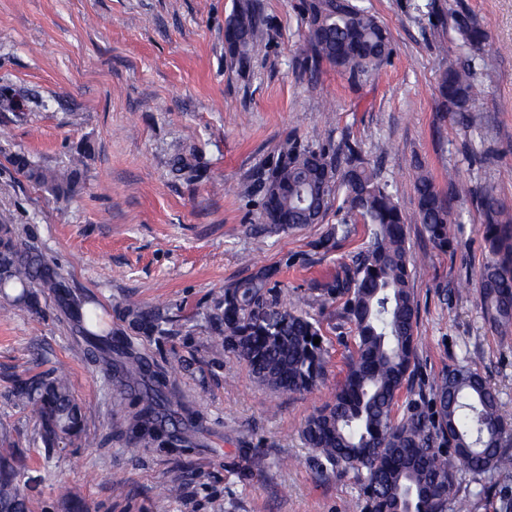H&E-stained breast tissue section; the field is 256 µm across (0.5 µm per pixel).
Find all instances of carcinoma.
Returning <instances> with one entry per match:
<instances>
[{"instance_id": "obj_1", "label": "carcinoma", "mask_w": 512, "mask_h": 512, "mask_svg": "<svg viewBox=\"0 0 512 512\" xmlns=\"http://www.w3.org/2000/svg\"><path fill=\"white\" fill-rule=\"evenodd\" d=\"M306 24L303 59L314 72L328 62L353 75L380 65L391 53L386 29L357 0H304ZM461 45L479 49L487 34L469 12L453 17ZM225 39L231 63L247 68L271 31L258 0H234ZM484 93L476 60L466 55L448 64L440 84L441 106L457 123L476 121L475 103ZM89 148L71 154L67 162L44 168L23 154L11 158L15 170L29 182L57 197L74 195ZM172 173L183 179L204 176L196 149H179L171 160ZM259 196V234L270 236L322 223L331 194L343 192V218L330 225L313 243L325 254L348 236L347 224L361 222L368 230L364 250L336 273L313 283L311 291L323 300L344 299L354 326L355 347L348 371L332 401L311 415L301 431L305 445L317 453L321 473H354L368 512H465L473 499L497 489L500 512H512V423L500 410L496 391L468 366L446 371L433 389L434 412L414 410L395 421L393 409L403 382L411 373L418 342V303L413 281L416 262L407 245L406 219L377 170L364 161L357 143H344L340 152L313 150L292 138L282 139L252 174ZM418 221L433 246L452 242L451 201L462 194L475 196L487 257L477 283L483 319L505 340L512 338V212L493 191L480 193L448 179V191L420 173L413 182ZM279 268L262 266L249 277L219 291L217 312L210 317L213 343L239 357L263 385L285 393L311 390L325 376L320 322L298 309L280 287ZM19 290L14 302L36 308L35 289L46 288L72 315L83 335L95 344L113 345L101 351L108 370L133 386L145 388L146 406L134 416L142 437L157 432L155 406L181 415L190 424L194 414L165 390L167 374L151 373L132 355V344L112 331L88 296L69 289L65 278L38 253L18 245L13 229L0 220V291ZM133 336H162L159 312L130 302ZM13 397L41 421L44 442L78 436L86 414L70 391L67 378L54 375L20 382ZM19 472L13 460L0 458V512H26Z\"/></svg>"}]
</instances>
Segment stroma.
<instances>
[{"instance_id": "35a3bbf8", "label": "stroma", "mask_w": 512, "mask_h": 512, "mask_svg": "<svg viewBox=\"0 0 512 512\" xmlns=\"http://www.w3.org/2000/svg\"><path fill=\"white\" fill-rule=\"evenodd\" d=\"M415 2L359 0L388 29L393 53L353 78L326 62L303 71L302 0H260L275 29L243 75L224 41L233 0H0V90L19 102L0 108V216L94 298L112 327H127V300L158 307L167 334L142 338L141 350L197 418L196 432L164 425L129 458L139 396L87 356L54 300L43 295L37 311L0 314V433L17 457L29 512H365L353 474H320L301 429L331 400L354 347L342 300L307 293L365 248L367 230L351 225L332 254L313 249L340 217L338 191L324 223L254 234L260 210L248 175L287 136L314 149L358 142L400 204L411 253L427 257L414 279L415 366L395 419L429 409L441 375L466 365L491 382L512 420V339L489 328L478 304L480 214L470 198L455 199L463 228L441 251L422 231L412 192L422 171L443 191L452 177L494 188L512 208V0H436L440 23ZM460 10L489 34L478 74L485 93L468 128L441 110L438 93L462 53L453 30ZM327 99L335 106L329 123ZM86 144L80 190L68 200L33 187L9 162L23 154L52 168ZM179 144L201 153L204 179L172 177ZM273 264L282 287L305 294L302 310L322 324L326 377L308 393L260 385L243 361L210 343L219 289ZM55 370L66 372L88 420L80 438L49 449L41 422L9 388ZM258 456L265 468L254 466ZM172 481L180 496H162Z\"/></svg>"}]
</instances>
